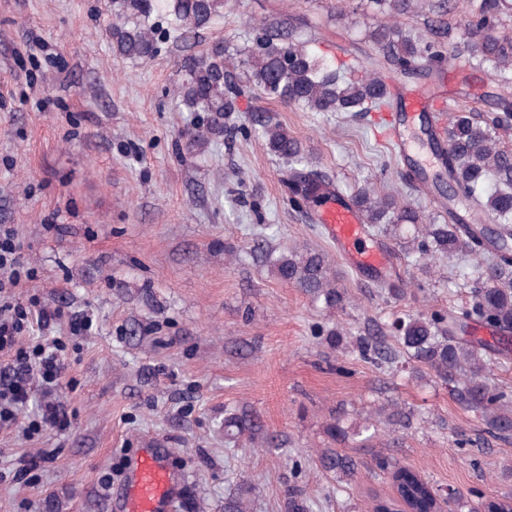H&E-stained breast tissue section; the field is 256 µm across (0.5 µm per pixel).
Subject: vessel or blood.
<instances>
[{"label": "vessel or blood", "instance_id": "1", "mask_svg": "<svg viewBox=\"0 0 512 512\" xmlns=\"http://www.w3.org/2000/svg\"><path fill=\"white\" fill-rule=\"evenodd\" d=\"M315 219L350 267L373 272L389 269L392 263L389 250L372 242L365 219L354 206L331 196ZM125 483V512H167L177 494L175 479L166 462L149 452L132 457Z\"/></svg>", "mask_w": 512, "mask_h": 512}]
</instances>
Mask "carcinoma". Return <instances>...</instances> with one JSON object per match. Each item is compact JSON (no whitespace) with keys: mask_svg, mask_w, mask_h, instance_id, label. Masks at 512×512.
Wrapping results in <instances>:
<instances>
[{"mask_svg":"<svg viewBox=\"0 0 512 512\" xmlns=\"http://www.w3.org/2000/svg\"><path fill=\"white\" fill-rule=\"evenodd\" d=\"M378 21L371 31L373 57L369 65L348 70L313 53L305 43L288 36L279 44L264 37L242 60L243 74L259 96L313 112L380 113L394 110L393 94L381 70L427 77L438 76L443 64L464 63L492 73L497 92L493 109L484 119L460 110L448 120L444 133L428 124L431 140L444 161L448 190L442 179L423 180L425 189L450 200L465 195L478 209L464 218L451 206L438 224L395 196L376 194L364 186L350 202L363 213L366 223L386 233L409 225L410 241L396 238L404 254L431 266L456 252L478 259L483 287L474 290L470 307L454 313L433 310L407 314L392 328L399 348L408 358L426 367L448 386L461 406L482 419L484 431L498 440L512 439V396L492 383L490 363L483 357L481 341L469 336L473 324L494 327L507 340L512 336V149L500 145L499 132L512 128V30L504 15L512 14V0H477L459 25L442 17L452 10V0H370ZM427 10L425 33L395 21L417 9ZM105 15L112 17V50L124 59L139 60L158 51L153 16L167 19L164 39L183 43L224 16V0H104ZM182 81L171 92L181 111L197 114L198 122L182 133L183 150L201 156L212 139L226 131V120L237 111L241 95L239 75L226 66V46L215 42L178 63ZM254 137L270 153L288 164L283 185L288 203L311 208L331 194L328 181L308 168L301 142L279 122L255 118ZM281 282L294 285L324 308L341 309L345 293L336 286L328 257L308 246H293L271 262ZM364 359L392 362L396 354L370 336L356 342ZM261 431L256 418L245 410L224 414V440L254 441ZM318 468L345 476L354 474L357 462L334 449L319 453ZM397 497L381 501L375 512L406 506L412 512H439V494L425 478L405 466L393 465ZM253 488L246 486L224 497V512H249ZM285 512H312L302 491L291 487L284 495Z\"/></svg>","mask_w":512,"mask_h":512,"instance_id":"cac0c4a2","label":"carcinoma"}]
</instances>
